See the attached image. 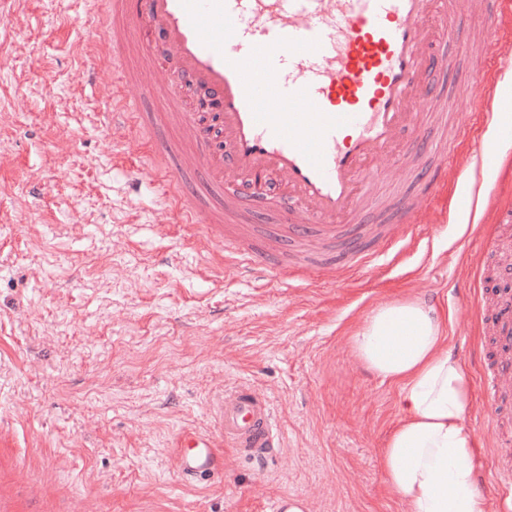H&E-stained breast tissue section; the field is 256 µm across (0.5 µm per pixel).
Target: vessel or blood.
I'll return each mask as SVG.
<instances>
[{
  "label": "vessel or blood",
  "instance_id": "b4317fda",
  "mask_svg": "<svg viewBox=\"0 0 512 512\" xmlns=\"http://www.w3.org/2000/svg\"><path fill=\"white\" fill-rule=\"evenodd\" d=\"M112 24L104 33L112 67L128 45L140 51L151 84L132 78L122 86L113 119L129 122L147 92L158 93L177 139L153 137L148 162L167 178L165 201L185 224H243L246 212L224 195L228 182L277 177L285 195L269 201L277 234L304 257L339 254L376 257L358 230L374 197L375 161L426 175L401 137L432 99L453 112L489 114L496 83L487 68L512 69V58L488 55L461 85L439 89L448 57L436 46L444 32L460 58L470 54L467 16L458 0H107ZM202 87L219 115L221 150L206 126L186 111L180 88ZM224 252L238 265L264 270L263 245L231 236ZM503 354L497 393L512 391V299L499 298L493 314ZM223 446L186 433L175 442L186 480L215 470L222 448L260 457L279 437L271 408L240 387L220 410Z\"/></svg>",
  "mask_w": 512,
  "mask_h": 512
}]
</instances>
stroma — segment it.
<instances>
[{
  "mask_svg": "<svg viewBox=\"0 0 512 512\" xmlns=\"http://www.w3.org/2000/svg\"><path fill=\"white\" fill-rule=\"evenodd\" d=\"M459 7L472 57H512V7L496 29L483 0ZM99 35L91 0H0V512H264L286 493L310 512H405L379 463L398 389L362 369L348 339L405 292L449 312L485 443L479 482L487 512H501L512 484L493 472L512 456V397L489 393L493 333L479 312L492 279L512 281V139L487 171L480 116L459 137L408 132L435 159L454 143L413 236L352 273L253 274L225 265L223 235L197 251L202 225L180 223L157 175L134 169L139 129L112 126L88 81ZM371 178L369 241L393 197L420 188L378 163ZM235 193L251 223L225 233L271 232L278 181ZM241 385L269 402L280 444L259 463L225 449L222 474L182 480L177 436L223 441L218 408Z\"/></svg>",
  "mask_w": 512,
  "mask_h": 512,
  "instance_id": "35a3bbf8",
  "label": "stroma"
}]
</instances>
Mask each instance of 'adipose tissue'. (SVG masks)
Segmentation results:
<instances>
[{"label":"adipose tissue","instance_id":"1","mask_svg":"<svg viewBox=\"0 0 512 512\" xmlns=\"http://www.w3.org/2000/svg\"><path fill=\"white\" fill-rule=\"evenodd\" d=\"M349 343L366 371L399 388L380 466L406 512H487L478 483L482 441L468 422L474 390L448 347L445 311L417 295L382 301Z\"/></svg>","mask_w":512,"mask_h":512}]
</instances>
